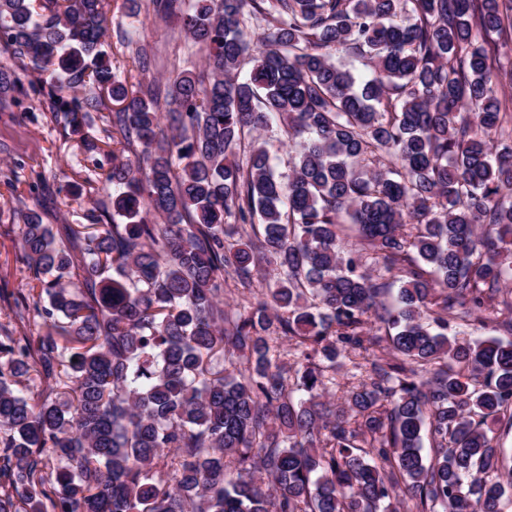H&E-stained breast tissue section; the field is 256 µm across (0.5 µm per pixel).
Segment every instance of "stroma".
Masks as SVG:
<instances>
[{
    "label": "stroma",
    "instance_id": "1",
    "mask_svg": "<svg viewBox=\"0 0 512 512\" xmlns=\"http://www.w3.org/2000/svg\"><path fill=\"white\" fill-rule=\"evenodd\" d=\"M112 21L133 33L135 42L154 47L149 67L134 70L127 49L112 48V67L128 73L130 82L154 81L167 87L182 70L201 67L203 54L176 21H162L147 12L131 18L124 0H111ZM94 166L79 135L47 121L37 111H0V336L33 334L39 327L17 322L14 299L34 284L35 276L19 258L16 211L37 209L45 223L80 224L91 206L83 183Z\"/></svg>",
    "mask_w": 512,
    "mask_h": 512
}]
</instances>
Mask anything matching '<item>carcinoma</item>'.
Instances as JSON below:
<instances>
[{"mask_svg": "<svg viewBox=\"0 0 512 512\" xmlns=\"http://www.w3.org/2000/svg\"><path fill=\"white\" fill-rule=\"evenodd\" d=\"M148 6L203 52L169 134L155 89L112 69L110 0H0V108L102 122L87 223L19 213L37 284L14 315L48 331L0 336V512H503L512 341L448 329L512 333V58L479 44L512 42V0ZM261 269L225 312L227 279ZM346 354L363 372L328 411Z\"/></svg>", "mask_w": 512, "mask_h": 512, "instance_id": "cac0c4a2", "label": "carcinoma"}]
</instances>
